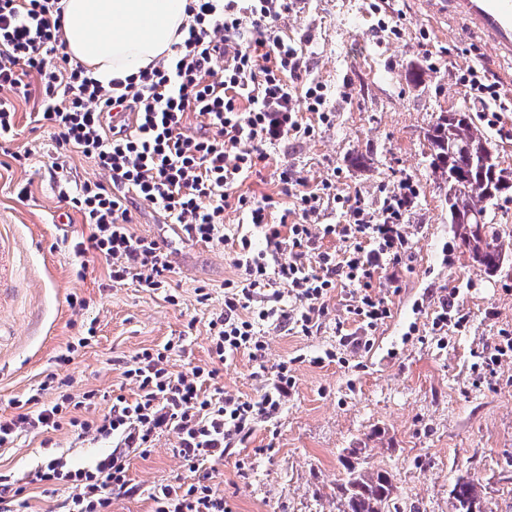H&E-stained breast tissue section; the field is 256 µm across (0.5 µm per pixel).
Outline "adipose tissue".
I'll return each mask as SVG.
<instances>
[{"mask_svg": "<svg viewBox=\"0 0 512 512\" xmlns=\"http://www.w3.org/2000/svg\"><path fill=\"white\" fill-rule=\"evenodd\" d=\"M68 55L101 80L139 72L170 53L189 26L186 0H63Z\"/></svg>", "mask_w": 512, "mask_h": 512, "instance_id": "ef3b65f1", "label": "adipose tissue"}]
</instances>
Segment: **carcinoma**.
<instances>
[{
	"label": "carcinoma",
	"instance_id": "cac0c4a2",
	"mask_svg": "<svg viewBox=\"0 0 512 512\" xmlns=\"http://www.w3.org/2000/svg\"><path fill=\"white\" fill-rule=\"evenodd\" d=\"M429 153L426 161L433 174L449 184L460 186L453 196L451 207L463 214L483 215V223L476 225V236L459 238L460 245L473 261L486 271L494 269L501 259L504 243L494 227L493 208L501 194L489 193L493 175H502L500 152L486 131L477 123L472 112L454 110L439 113L428 130ZM343 483L357 484V490L344 496L339 488H333L340 512H392L396 506L394 476L385 469L361 467L353 475L344 467ZM457 512H473L481 507L477 483L468 477L457 478L451 488Z\"/></svg>",
	"mask_w": 512,
	"mask_h": 512
}]
</instances>
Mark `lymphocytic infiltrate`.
<instances>
[{
	"instance_id": "lymphocytic-infiltrate-1",
	"label": "lymphocytic infiltrate",
	"mask_w": 512,
	"mask_h": 512,
	"mask_svg": "<svg viewBox=\"0 0 512 512\" xmlns=\"http://www.w3.org/2000/svg\"><path fill=\"white\" fill-rule=\"evenodd\" d=\"M285 0H187L193 21L170 56L137 75L102 82L65 50L61 0H0V154L25 165L31 151L12 150L17 134L16 104L36 101L32 118L52 130L58 149L91 159L107 181L70 185L63 160L52 162L51 176L60 196L80 214L88 232L73 245L76 255L104 260L109 279L139 287H166L173 268L153 238L135 234L128 193L159 209L191 243L230 242L237 279L224 283V307L209 321L212 367H193L175 375L160 350L137 353L124 375L137 386L134 399L112 398L97 417L86 412L97 394H59L46 400L55 373H48L25 399H14L15 414L0 416V447L24 433L45 434L69 427L77 437L111 441L112 450L89 466L57 456L36 465L18 481L0 474V512L11 507L26 486H56L65 493L59 512H110L113 495L129 489L130 452L149 448L162 429L176 434L177 450L189 470L220 460L258 419H272L294 385L287 364H280L259 398L226 394L218 383V362L238 352L256 362L265 358V322L284 323L312 333L326 314V297L336 288L354 287L349 307L361 335H344L354 348L367 347L365 330L391 315L376 290L384 271L402 263L409 250L406 215L417 196L410 178H400L379 213L358 196L337 195L331 182L307 185L288 168L278 182L293 200L292 217L273 219L278 203L238 193L247 178L261 174L270 148L287 138H309L329 124L326 89L317 82L294 85L304 50L281 35L278 22ZM223 69H216V61ZM131 113L132 129L112 127L114 110ZM316 120L304 122L302 112ZM202 122L185 133L188 113ZM339 204L342 223L319 225L327 203ZM235 204L252 231L226 240L224 210ZM266 246L256 249L252 233ZM342 238V252L316 251L319 237ZM288 285V308L255 307L261 289ZM153 512H224V496L205 480L158 484L149 494Z\"/></svg>"
}]
</instances>
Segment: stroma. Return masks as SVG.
Instances as JSON below:
<instances>
[{
  "label": "stroma",
  "mask_w": 512,
  "mask_h": 512,
  "mask_svg": "<svg viewBox=\"0 0 512 512\" xmlns=\"http://www.w3.org/2000/svg\"><path fill=\"white\" fill-rule=\"evenodd\" d=\"M385 22L399 23L400 36L383 31ZM280 29L302 44L298 80L325 86L332 122L272 149L240 193L276 195L290 207L277 179L286 167L376 209L384 187L411 176L418 189L406 216L411 256L396 278L380 280L392 315L369 331V347L340 342V332L356 329L346 290L327 297L328 314L310 335L265 326L268 370L291 362L295 385L275 418L206 464L210 482L228 512H338L331 489L343 472L339 459L366 446V466L393 474L400 512H456L449 490L461 475L478 483L486 512H512V357L495 372L486 366L502 334L512 333V250L497 273L473 267L448 221L444 185L425 166L426 132L439 112L468 103L460 75L474 66L493 81L498 71L512 73V60L493 61L458 40L426 0H291ZM32 110L17 105L15 146L36 148L35 159L24 169L0 166V415L13 414L12 399L51 371L70 379L76 394L134 398L125 361L181 336L185 348L168 354L171 373L212 365L208 322L224 306L225 279L239 274L231 246L180 240L152 206L132 199L133 231L164 241L174 271L166 290L112 286L105 262L73 252L85 226L57 196L51 134L32 127ZM24 186L30 197H19ZM202 286L211 295L204 303ZM448 294L467 317L463 328L432 324ZM74 296L83 306H71ZM328 349L335 359L315 363ZM65 351L71 362L56 366ZM255 370L246 353L228 359L219 368L225 392L258 396L264 380ZM40 442L30 434L0 450V473L34 468L46 455ZM177 446L165 431L146 453L129 455L132 488L113 497L112 512H151L152 486L194 481Z\"/></svg>",
  "instance_id": "stroma-1"
}]
</instances>
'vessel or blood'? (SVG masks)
Masks as SVG:
<instances>
[{
	"label": "vessel or blood",
	"instance_id": "vessel-or-blood-1",
	"mask_svg": "<svg viewBox=\"0 0 512 512\" xmlns=\"http://www.w3.org/2000/svg\"><path fill=\"white\" fill-rule=\"evenodd\" d=\"M433 15L456 35L512 58V0H428Z\"/></svg>",
	"mask_w": 512,
	"mask_h": 512
}]
</instances>
